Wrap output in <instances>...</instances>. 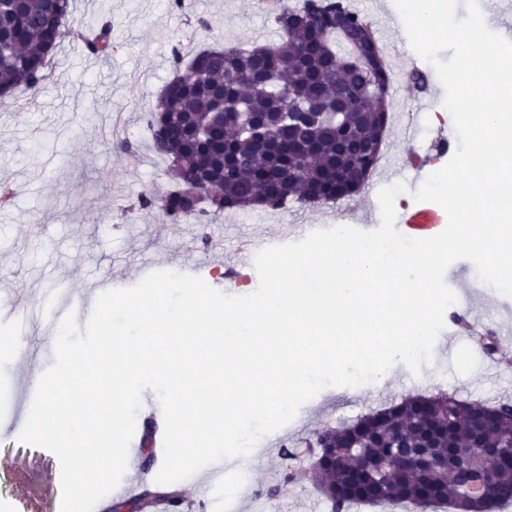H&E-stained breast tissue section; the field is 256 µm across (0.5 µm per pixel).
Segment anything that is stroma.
Returning <instances> with one entry per match:
<instances>
[{"label": "stroma", "instance_id": "35a3bbf8", "mask_svg": "<svg viewBox=\"0 0 512 512\" xmlns=\"http://www.w3.org/2000/svg\"><path fill=\"white\" fill-rule=\"evenodd\" d=\"M371 24L390 77L394 119L383 143V156L395 157L403 171L392 176L378 166L356 197L334 204L335 223L359 224L380 216L378 192L403 182L408 201L419 186L417 159L437 156L442 147L440 119L444 88L433 67H426V89H418L400 59L412 48L393 0H348ZM71 21L88 34L110 24L108 56L90 53L84 43L64 38L48 77L37 91H19L0 99V187L12 190L10 204L0 206V319L11 317L15 297H22L27 322L18 334L24 348L0 358V424L28 413L32 385L54 362V349L44 330L51 297L79 298L87 287L130 263L160 271L180 272L197 263L211 287L224 288V264L210 241L233 247L248 234L275 236L283 224H323L324 206L289 203L278 210L225 212L216 223L160 226L156 212L138 209L141 194H164L170 187L165 162L150 143L145 114L172 78V48L185 55L221 43L248 46L260 35L275 38L271 12L260 0H186L174 11L165 0H75ZM431 94L434 105L418 123L413 139L401 125L409 101ZM137 141L133 156L112 151L115 138ZM455 292H474L483 319L474 322L463 303H455L460 323L476 334L512 321V297L483 283L474 265L453 262L445 274ZM445 392L469 402H512V378L492 369L488 354L459 340L454 356L434 348L420 376L400 369L395 381L335 390L328 387L303 405V422L287 438L275 439L244 482L224 489L200 479L182 490L174 512H199L203 503L223 497L226 512H332L313 485L307 444L316 431L350 423L370 410L402 397ZM294 460H283V449ZM293 478L282 483L283 469ZM60 464L50 451L0 434V503L10 512H60Z\"/></svg>", "mask_w": 512, "mask_h": 512}]
</instances>
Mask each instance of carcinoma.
Returning <instances> with one entry per match:
<instances>
[{
	"mask_svg": "<svg viewBox=\"0 0 512 512\" xmlns=\"http://www.w3.org/2000/svg\"><path fill=\"white\" fill-rule=\"evenodd\" d=\"M347 18L336 36V10ZM71 0H0V98L36 90L71 31ZM279 40L213 45L184 60L148 113L153 149L172 188L143 194L139 209L161 224H208L227 210L336 203L377 168L389 124V76L336 61L365 42L371 25L342 0L274 9ZM312 464L333 512L353 505H446L493 512L512 501V404L415 395L314 435ZM159 492L117 502L147 512Z\"/></svg>",
	"mask_w": 512,
	"mask_h": 512,
	"instance_id": "1",
	"label": "carcinoma"
}]
</instances>
